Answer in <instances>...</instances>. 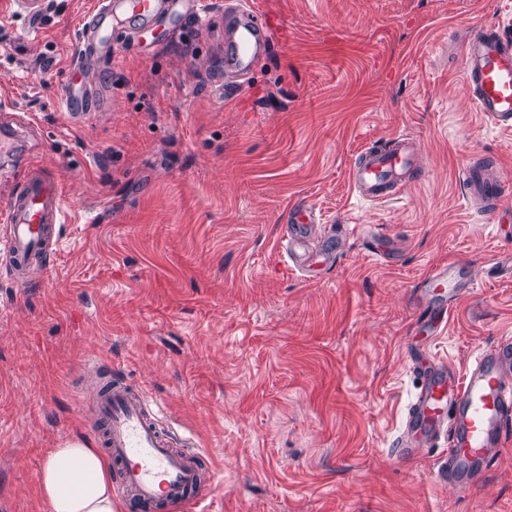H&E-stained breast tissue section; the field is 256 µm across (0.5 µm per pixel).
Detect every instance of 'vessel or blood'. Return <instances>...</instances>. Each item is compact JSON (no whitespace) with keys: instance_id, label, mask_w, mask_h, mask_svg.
<instances>
[{"instance_id":"1","label":"vessel or blood","mask_w":512,"mask_h":512,"mask_svg":"<svg viewBox=\"0 0 512 512\" xmlns=\"http://www.w3.org/2000/svg\"><path fill=\"white\" fill-rule=\"evenodd\" d=\"M207 15L205 0H97L74 34L77 57L70 71L72 89L65 100L71 112L99 109L102 85L89 83L88 67L110 51L116 35L142 38L164 20ZM224 73L232 79L252 74L279 38L271 16L251 0H227L224 7ZM466 84L482 116L500 129L512 130V39L493 27L469 31L461 46ZM417 170L413 144L406 135L364 151L350 179L367 201L388 199L401 189L406 175ZM466 193L485 211L497 210L506 192L502 180L490 177L484 163L463 171ZM69 204L57 175L29 170L22 190L0 214V262L17 286H26L33 263L51 266L60 240L55 227L67 223ZM313 207L289 208L288 233L280 243L289 263L305 278H313L320 262L302 249L312 224ZM456 264L435 267L426 277L424 294L429 318L442 324L448 317L447 298L455 297ZM104 427V443L119 463L118 492L127 512H154L164 505L182 512L204 502L212 489V474L204 473L197 448H178L160 427L159 405L150 403L137 384L109 378L101 385L94 407ZM447 433L448 448L438 463L441 481L471 483L489 460L512 441V342L503 341L478 355L463 377L444 365L424 368L422 386L406 413L405 428L395 445L404 458L416 455L421 441Z\"/></svg>"}]
</instances>
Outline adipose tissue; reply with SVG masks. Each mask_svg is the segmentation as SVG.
Returning <instances> with one entry per match:
<instances>
[{"mask_svg": "<svg viewBox=\"0 0 512 512\" xmlns=\"http://www.w3.org/2000/svg\"><path fill=\"white\" fill-rule=\"evenodd\" d=\"M48 512H118L108 460L82 442L51 449L39 475Z\"/></svg>", "mask_w": 512, "mask_h": 512, "instance_id": "adipose-tissue-1", "label": "adipose tissue"}]
</instances>
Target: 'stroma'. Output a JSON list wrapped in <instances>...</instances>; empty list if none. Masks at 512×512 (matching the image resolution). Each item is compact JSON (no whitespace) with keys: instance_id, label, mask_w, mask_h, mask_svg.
Listing matches in <instances>:
<instances>
[{"instance_id":"35a3bbf8","label":"stroma","mask_w":512,"mask_h":512,"mask_svg":"<svg viewBox=\"0 0 512 512\" xmlns=\"http://www.w3.org/2000/svg\"><path fill=\"white\" fill-rule=\"evenodd\" d=\"M37 33L0 15V96L31 113L0 154V209L33 164L55 170L97 223L59 227L48 275H0V512H47L51 449L103 445L85 406L100 365L143 387L162 426L202 448L206 512H512V447L469 491L436 475L440 438L400 459L406 407L431 357L463 375L512 339V223L467 206L461 173L488 161L512 185V131L462 79L459 43L512 37V0H255L284 31L246 84L224 83V0L206 23L164 24L98 61L105 109L68 112L74 28L94 0H44ZM419 174L360 199L349 172L398 133ZM315 205L316 279L277 248L287 207ZM396 250L379 258L375 238ZM472 281L446 330L419 334L435 267Z\"/></svg>"}]
</instances>
